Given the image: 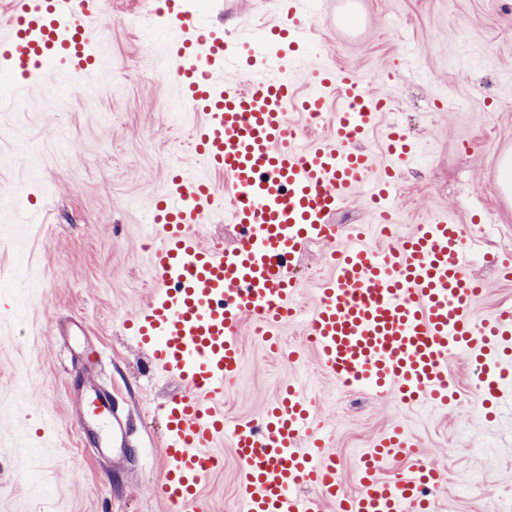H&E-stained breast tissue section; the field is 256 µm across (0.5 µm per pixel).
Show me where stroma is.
<instances>
[{
    "mask_svg": "<svg viewBox=\"0 0 512 512\" xmlns=\"http://www.w3.org/2000/svg\"><path fill=\"white\" fill-rule=\"evenodd\" d=\"M198 22L225 37L253 35L277 20L278 0H183ZM353 32L336 25V0H316L317 40L295 60L297 95L310 69L329 64L360 75L388 107L365 146L384 155L390 126L421 147L401 175L394 223L400 236L451 214L483 252L512 251V201L498 188L512 150V0H359ZM94 33L112 63L110 84L56 74L30 92L0 71V512H173L160 491L165 424L157 407L181 385L149 368L126 323L148 302L151 222L169 173L201 168L175 79L158 62L175 37L151 0H99ZM26 143V157L16 155ZM328 247L297 259L298 302L310 308L330 273ZM486 314L512 306V280L477 260ZM243 319V364L225 388L233 419L254 417L287 380L308 385L329 449L349 490L357 464L396 423L414 433L418 455L389 462L386 475L431 459L436 512H505L512 505V398L485 419L465 359L449 363L458 404L405 408L337 386L313 354L290 363L271 353ZM111 393L126 431L106 450V427L82 405L90 386ZM198 501L182 512H237L240 462L227 439Z\"/></svg>",
    "mask_w": 512,
    "mask_h": 512,
    "instance_id": "stroma-1",
    "label": "stroma"
}]
</instances>
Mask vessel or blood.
I'll use <instances>...</instances> for the list:
<instances>
[{
    "mask_svg": "<svg viewBox=\"0 0 512 512\" xmlns=\"http://www.w3.org/2000/svg\"><path fill=\"white\" fill-rule=\"evenodd\" d=\"M95 0H18L0 35V60L28 88L62 70L73 77L110 76L112 64L95 51L85 26ZM168 23L180 32L163 56L174 68L186 104L199 115L192 148L207 167L180 169L152 222L162 239L152 251L154 290L131 323L137 347L182 392L161 405L166 421L162 489L168 502H196L212 470L210 448L229 438L241 464L239 512H431L428 487L438 471L425 460L408 474L383 469L415 438L401 424L365 452L360 486L348 492L326 452L325 425L311 396L295 384L253 420L225 422L224 386L238 374L243 352L238 330L251 318L270 350L280 328L302 319L311 349L341 387L405 405L446 408L457 397L449 361L472 365L484 404L512 382V307L477 314L483 291L471 274L476 253L462 225L446 217L418 225L385 250L368 245L371 228L342 232L332 218L348 197L364 191L377 223L393 220L391 202L414 149L389 128L390 160L377 171L364 142L386 109L354 71L320 66L309 73L310 94L295 99L288 66L314 41L309 0H280L281 20L260 39L228 41L220 29L199 26L180 0H166ZM245 74L224 82L225 70ZM335 91L336 133L327 143H305L289 122L291 111L322 117ZM225 175L227 189L212 177ZM239 229L235 247L202 245L195 226L223 207ZM312 242L327 244L332 275L322 280L308 314L297 301L296 263ZM315 495L303 494V487Z\"/></svg>",
    "mask_w": 512,
    "mask_h": 512,
    "instance_id": "b4317fda",
    "label": "vessel or blood"
}]
</instances>
